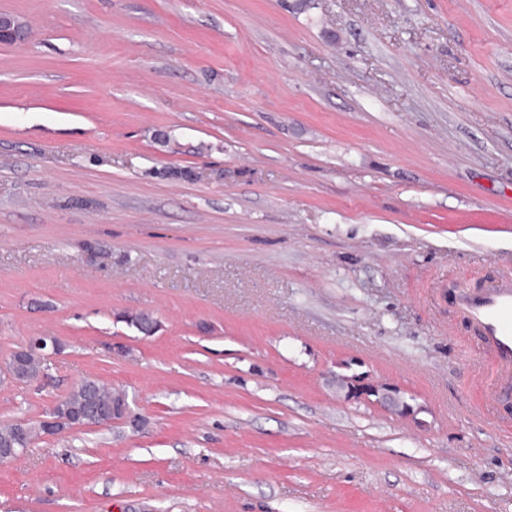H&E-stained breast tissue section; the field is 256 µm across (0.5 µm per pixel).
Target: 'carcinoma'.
Returning <instances> with one entry per match:
<instances>
[{"mask_svg": "<svg viewBox=\"0 0 512 512\" xmlns=\"http://www.w3.org/2000/svg\"><path fill=\"white\" fill-rule=\"evenodd\" d=\"M42 357L31 354L23 368L10 374L16 382H29L40 376ZM127 406L124 392L96 379L87 378L74 386L57 403L47 419L37 425L13 422L0 425V452L20 454L41 434H54L75 424L101 425L123 418Z\"/></svg>", "mask_w": 512, "mask_h": 512, "instance_id": "cac0c4a2", "label": "carcinoma"}]
</instances>
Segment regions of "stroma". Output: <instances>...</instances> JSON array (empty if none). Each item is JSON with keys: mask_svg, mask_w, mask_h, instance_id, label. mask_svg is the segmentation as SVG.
<instances>
[{"mask_svg": "<svg viewBox=\"0 0 512 512\" xmlns=\"http://www.w3.org/2000/svg\"><path fill=\"white\" fill-rule=\"evenodd\" d=\"M0 11V367L59 345L0 423L86 378L128 403L0 463V512H512L453 299L512 277V0ZM29 36L27 25L9 13L0 11V45L16 44ZM338 388L343 391L345 398L348 399H370L374 397L376 402L392 404L400 407L399 413L406 412L410 406L400 400L399 392L395 387L387 384H381L370 380L366 375L338 376Z\"/></svg>", "mask_w": 512, "mask_h": 512, "instance_id": "obj_1", "label": "stroma"}]
</instances>
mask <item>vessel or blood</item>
<instances>
[{
  "instance_id": "b4317fda",
  "label": "vessel or blood",
  "mask_w": 512,
  "mask_h": 512,
  "mask_svg": "<svg viewBox=\"0 0 512 512\" xmlns=\"http://www.w3.org/2000/svg\"><path fill=\"white\" fill-rule=\"evenodd\" d=\"M458 303L482 336L492 361L512 363V281L478 293H460Z\"/></svg>"
}]
</instances>
